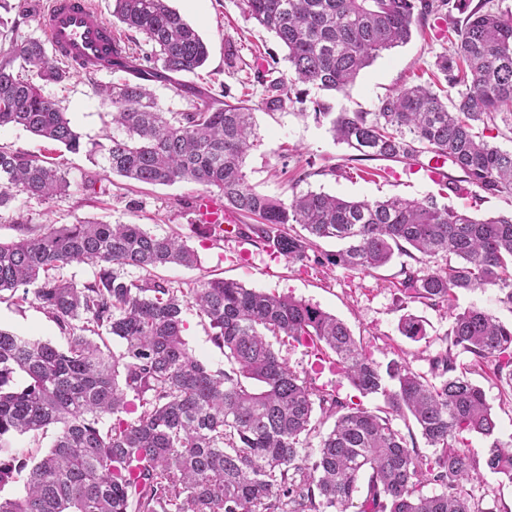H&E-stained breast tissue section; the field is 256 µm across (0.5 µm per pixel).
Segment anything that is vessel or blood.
<instances>
[{
  "label": "vessel or blood",
  "mask_w": 512,
  "mask_h": 512,
  "mask_svg": "<svg viewBox=\"0 0 512 512\" xmlns=\"http://www.w3.org/2000/svg\"><path fill=\"white\" fill-rule=\"evenodd\" d=\"M38 23L54 56L75 70L111 71L112 49L119 45V36L88 0H49L48 7L38 15ZM192 211L195 223L218 231L233 222L224 211L223 201L208 194L193 199Z\"/></svg>",
  "instance_id": "vessel-or-blood-1"
}]
</instances>
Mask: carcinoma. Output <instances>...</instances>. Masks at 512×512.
I'll return each mask as SVG.
<instances>
[{
    "label": "carcinoma",
    "instance_id": "1",
    "mask_svg": "<svg viewBox=\"0 0 512 512\" xmlns=\"http://www.w3.org/2000/svg\"><path fill=\"white\" fill-rule=\"evenodd\" d=\"M113 2L112 17L152 52H112V72L126 77L101 89L113 130L89 148L112 173L218 189L224 211L258 218L253 233L291 263L371 274L405 256L395 284L403 304L449 307L459 292L492 288L512 310V212L477 219L432 195L355 201L308 191L287 203L256 191L244 172L255 138L251 107L210 96L186 112H165L149 89L167 81L195 95L176 76L206 62L198 32L168 0ZM241 2L287 49L288 73L257 75L268 112L284 109L299 83L346 92L383 51L407 43L415 25L444 9L463 14L453 50L435 62L449 86L464 87L457 98L443 99V89L426 82L386 96L374 112L335 113L315 101V117L330 119L334 140L362 160L423 167L428 156L462 173L445 183L455 194L464 183L491 197L512 194V150L484 135L512 134V11L472 8L471 0ZM70 77L42 40L13 47L0 60V129L86 148L38 85ZM70 186L50 162L0 147V209L19 195L61 197ZM319 239L341 248L318 256ZM438 256L443 264L429 267ZM73 263L95 267L94 279L64 277ZM196 263L179 237L141 224H45L0 242V302L31 299L67 334L59 349L0 328V488L22 487L0 495V512H495L466 485L481 465L512 481V438L497 436L485 392L468 374L489 368L512 403V323L477 308L455 311L427 372L401 356L382 370L342 320L302 299L223 278L175 288L151 276ZM190 306L208 320L224 367H207L187 347ZM398 329L414 342L426 336L413 314ZM104 333L120 341L119 353L92 339ZM271 336L339 365L361 396L382 395L385 409L377 414L317 387ZM465 353L466 366L458 362ZM409 416L432 455L394 424ZM330 417L334 426L321 432ZM52 426L41 459H18L16 436L37 440ZM474 434L489 442L481 462L467 452ZM428 486L435 491L424 493Z\"/></svg>",
    "mask_w": 512,
    "mask_h": 512
}]
</instances>
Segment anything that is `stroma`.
Wrapping results in <instances>:
<instances>
[{
  "instance_id": "obj_1",
  "label": "stroma",
  "mask_w": 512,
  "mask_h": 512,
  "mask_svg": "<svg viewBox=\"0 0 512 512\" xmlns=\"http://www.w3.org/2000/svg\"><path fill=\"white\" fill-rule=\"evenodd\" d=\"M172 8L192 25L206 42L209 58L203 68L183 75L182 83L205 94L250 100L255 110L257 142L245 161L249 183L257 191L290 200L293 193L312 190L354 200L391 196L421 198L440 196L442 204L465 210L484 219L512 211V195L479 198L477 187L441 196L437 178L402 163L353 160L352 149L335 142L327 121L316 119L313 100L329 102L334 111L372 112L380 98L417 83L430 74L437 56L449 43L440 33L437 19H428L411 40L384 52L362 70L347 93L309 89L303 99L289 102L274 114L261 108L263 88L256 76L263 66L287 71L286 50L273 33L249 19L241 0H169ZM237 56L227 60L228 46ZM113 74L100 72L94 78L76 73L61 83L42 84L43 94L59 102L85 141L103 140L112 131V107L97 93V86L111 84ZM0 146L44 154L67 171L69 195L52 200L17 196L9 208L0 210V241L22 237L26 229L47 223L74 224L84 221L136 223L154 233H178L198 255L192 268L170 266L161 275L173 285L188 287L224 277L248 288L290 294L309 301L343 320L355 336L370 346L379 366L403 355L414 370L427 371L428 360L446 345L450 323L445 309L420 303L399 306L395 284L401 257L371 274H354L340 267L313 269L288 262L284 257L256 247L246 235L215 240L205 227L192 221L190 203L203 193V186L181 182L170 186L137 185L96 165L86 152L73 153L18 127L0 129ZM98 175L94 190L85 189V174ZM411 313L426 322L427 334L418 342L398 330L401 316ZM184 337L190 351L211 368L224 365V354L210 341L195 309L184 316ZM0 327L65 347L66 337L52 317L34 304L0 302ZM291 367L308 369L317 386L338 398L355 391L332 364L322 362L304 348L284 352Z\"/></svg>"
}]
</instances>
